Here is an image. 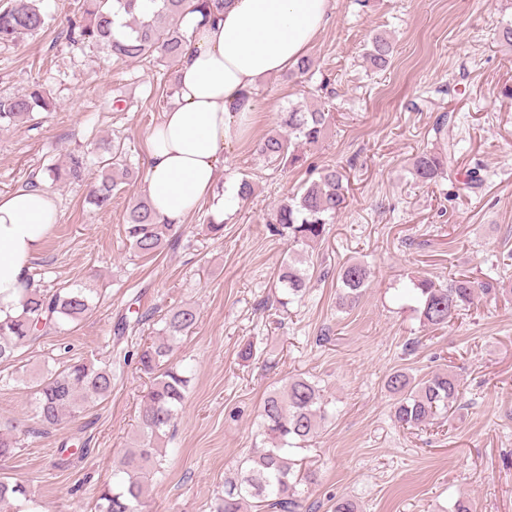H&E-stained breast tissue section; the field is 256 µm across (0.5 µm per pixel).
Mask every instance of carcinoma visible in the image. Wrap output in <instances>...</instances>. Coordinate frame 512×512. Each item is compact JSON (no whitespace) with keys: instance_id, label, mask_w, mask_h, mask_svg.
Returning <instances> with one entry per match:
<instances>
[{"instance_id":"cac0c4a2","label":"carcinoma","mask_w":512,"mask_h":512,"mask_svg":"<svg viewBox=\"0 0 512 512\" xmlns=\"http://www.w3.org/2000/svg\"><path fill=\"white\" fill-rule=\"evenodd\" d=\"M152 12L144 13L140 0H82L77 13L67 20L65 37L77 45H88L106 51L117 63L146 59L163 61L180 57L186 43L179 19L189 10L208 17L224 8V0H151ZM126 16L123 31L113 30V17ZM47 26V14L39 0H12L0 11V44L14 42L19 36L38 32ZM394 47L384 35L372 39L367 53L370 65L387 67ZM51 102L38 88L22 96L0 95V127L15 126L35 120L34 112L48 111ZM330 113L319 108L292 106L284 113L281 129L265 137L259 151L266 158L284 166L296 167L306 162L304 147H315L323 138ZM98 157L100 181L91 190L90 200L101 211L112 207L113 197L120 191L114 173L128 174L127 154L118 145L107 142L100 146ZM457 144L450 142L439 148L416 154L411 174L422 184L435 183L452 174ZM87 161L72 155L68 163L47 169L54 181L82 182L86 178ZM317 178L281 203L268 221L276 235L288 231L290 244L296 246L324 239L326 226L345 207L344 175L338 166L326 164L316 169ZM480 169L466 171L452 182L454 193L481 187ZM126 245L139 258H153L170 244L175 225L160 219L147 197L134 201L126 213L124 224ZM370 269L351 262L339 271V301L343 307L355 305L370 278ZM311 276L293 262L280 269L278 281L285 297L283 307L300 299ZM418 306L413 308L420 322L443 327L456 312L471 306L479 295L492 286L466 275H457L446 285L427 278L412 280ZM100 289L85 283L46 289L26 279L19 299L20 313L0 321V363L18 360L26 345L43 336L58 333L63 327L78 324L96 308ZM197 310L183 305L168 310L162 318L158 341L138 354L142 368L154 375L153 385L139 412L140 440L127 451L120 465L112 470V483L99 495L96 512H143L151 477L162 471L165 454L157 446L167 428L177 418L189 379L179 365L170 362L183 336L195 326ZM114 371L112 362L96 364L86 360L47 369L32 381V413L44 429L60 425L64 418H74L112 395ZM384 387L392 395L393 417L401 426L419 428L448 413L461 399V380L450 371L416 377L402 369L390 372ZM328 401L316 384L295 377L283 389H274L264 398L257 418L258 435L263 448L243 458L233 477L224 483V495L217 512H303L304 490L301 485L315 480L314 473L297 468L291 450L317 436L321 424L328 419ZM27 426L18 418H0V461L11 458L18 447V435ZM79 459L76 450H56L55 467L69 469ZM32 501L31 490L19 482L0 477V509L10 510Z\"/></svg>"}]
</instances>
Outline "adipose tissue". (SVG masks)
I'll return each instance as SVG.
<instances>
[{
    "mask_svg": "<svg viewBox=\"0 0 512 512\" xmlns=\"http://www.w3.org/2000/svg\"><path fill=\"white\" fill-rule=\"evenodd\" d=\"M334 8L335 0H225L215 18L183 15L175 101L144 141L143 190L161 218L182 222L213 196L226 154L260 118L261 83L306 54ZM58 218L49 188L0 194V320L19 314L29 262Z\"/></svg>",
    "mask_w": 512,
    "mask_h": 512,
    "instance_id": "obj_1",
    "label": "adipose tissue"
}]
</instances>
